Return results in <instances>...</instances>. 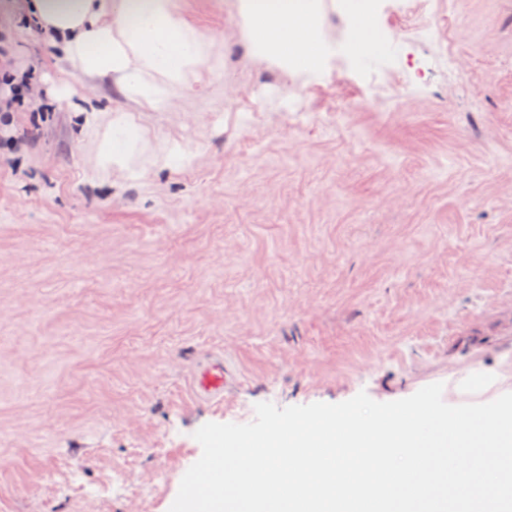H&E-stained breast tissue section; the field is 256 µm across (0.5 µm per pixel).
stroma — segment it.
I'll return each instance as SVG.
<instances>
[{
	"label": "stroma",
	"mask_w": 512,
	"mask_h": 512,
	"mask_svg": "<svg viewBox=\"0 0 512 512\" xmlns=\"http://www.w3.org/2000/svg\"><path fill=\"white\" fill-rule=\"evenodd\" d=\"M319 4L335 63L305 76L250 53L235 0H173L224 67L136 113L132 179L73 131L85 100L124 99L0 0V60L35 78L0 135V512H169L205 423L512 358V0H384L379 85L337 65L345 24ZM177 144L190 164H153ZM214 352L224 400L195 401Z\"/></svg>",
	"instance_id": "obj_1"
}]
</instances>
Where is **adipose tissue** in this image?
<instances>
[{"instance_id": "ef3b65f1", "label": "adipose tissue", "mask_w": 512, "mask_h": 512, "mask_svg": "<svg viewBox=\"0 0 512 512\" xmlns=\"http://www.w3.org/2000/svg\"><path fill=\"white\" fill-rule=\"evenodd\" d=\"M238 9L260 55L282 66L289 56L314 52L309 16L264 19L251 0H240ZM25 10L60 61L87 79L111 82L141 112H161L175 96L203 93V75L221 69L212 42L175 12L172 0H27ZM75 127L95 142L98 169L136 174L145 135L131 116L90 104L76 113Z\"/></svg>"}]
</instances>
